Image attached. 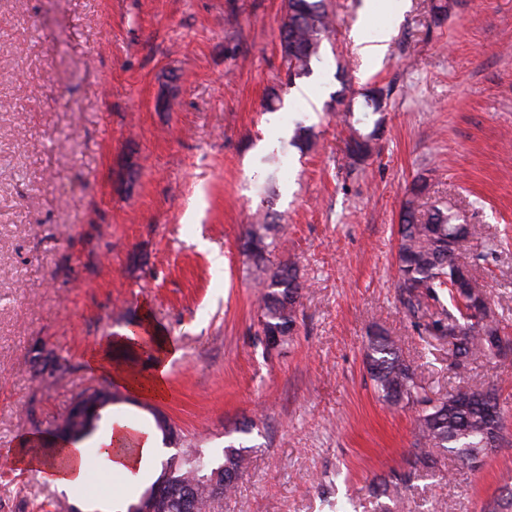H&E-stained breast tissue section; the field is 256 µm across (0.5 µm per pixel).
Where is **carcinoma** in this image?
Listing matches in <instances>:
<instances>
[{
  "label": "carcinoma",
  "mask_w": 512,
  "mask_h": 512,
  "mask_svg": "<svg viewBox=\"0 0 512 512\" xmlns=\"http://www.w3.org/2000/svg\"><path fill=\"white\" fill-rule=\"evenodd\" d=\"M332 29L325 0H286L279 41L288 70L298 77L310 74L312 63L320 58L322 40ZM348 129L350 158L360 163L378 140L381 122H375L367 133L351 124ZM279 160L280 156L274 153L262 158L268 173L258 186L259 192L275 193ZM279 233L280 226L273 221L252 224L243 247L252 274L261 280V335L276 336L284 344L296 327L303 284L293 266L272 261ZM473 234L471 225L453 224L441 210L428 213L422 220L414 201L403 205L398 248L401 301L410 313L416 314L425 301H435L440 292L448 291L456 313L433 321L426 330L448 337V344L455 346L454 367L458 370L467 369L475 356L502 354L498 350L502 340L500 323L489 307L487 287L455 256L459 244ZM365 365L378 398L391 405L420 407L417 430L423 447L415 449L414 468L434 472L441 460L448 458L475 469L498 447L504 424L495 388L463 383L449 390L444 398L427 397L397 343L383 330L368 336ZM250 450L242 442H231L224 446L220 460L215 461L189 444L181 453L170 455L162 463V471H172L171 483L189 494L192 510L184 509L180 493L160 501L158 512H211L218 500L213 485L223 486L226 496L232 494L248 467Z\"/></svg>",
  "instance_id": "obj_1"
}]
</instances>
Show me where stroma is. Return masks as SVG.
<instances>
[{
	"mask_svg": "<svg viewBox=\"0 0 512 512\" xmlns=\"http://www.w3.org/2000/svg\"><path fill=\"white\" fill-rule=\"evenodd\" d=\"M400 0L380 63L350 37L387 24L365 0H327L335 30L310 75L289 79L279 47L284 0H0V512H40L51 483L10 463L21 437L55 428L81 392L116 390L87 367L100 341L142 315L180 351L170 395L122 398L99 428H154L163 412L184 441L220 453L252 424L250 465L212 512H377L393 475L411 489L391 512H488L512 489V350L453 366L398 283L397 227L412 184L420 212L479 228L459 251L483 279L512 340V0ZM310 88L307 105L294 91ZM378 90L382 130L362 164L348 156L337 96ZM274 100V111L265 103ZM312 127L299 152L296 124ZM284 151L278 194L263 201L260 160ZM284 229L278 261L305 287L279 351L260 334L259 290L241 246L257 212ZM208 249H200V241ZM393 336L433 399L460 381L496 388L503 439L453 480L412 473V407L378 399L365 369L370 331ZM42 345L63 376L32 361ZM89 470L109 493L68 492L77 512H121L157 478Z\"/></svg>",
	"mask_w": 512,
	"mask_h": 512,
	"instance_id": "stroma-1",
	"label": "stroma"
}]
</instances>
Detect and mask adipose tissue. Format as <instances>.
<instances>
[{
  "label": "adipose tissue",
  "mask_w": 512,
  "mask_h": 512,
  "mask_svg": "<svg viewBox=\"0 0 512 512\" xmlns=\"http://www.w3.org/2000/svg\"><path fill=\"white\" fill-rule=\"evenodd\" d=\"M156 328L150 321L126 330L115 341L103 342L102 346L88 355L90 367L97 372L109 375L116 383L125 387L132 395L158 400L168 396V371L172 360L178 357L177 346L171 342L151 346L150 339ZM151 348L153 367L150 371L139 372L126 367L113 365L111 349L113 345ZM43 439L38 435L23 438V447L15 452L11 463L18 471L38 472L49 483L65 491L82 484L88 473L89 454L80 443L59 441L53 454L45 455L39 450ZM97 452L105 458L110 471L129 473L143 468L148 461L160 452L155 435L144 428L118 422L112 424L101 440Z\"/></svg>",
  "instance_id": "1"
}]
</instances>
